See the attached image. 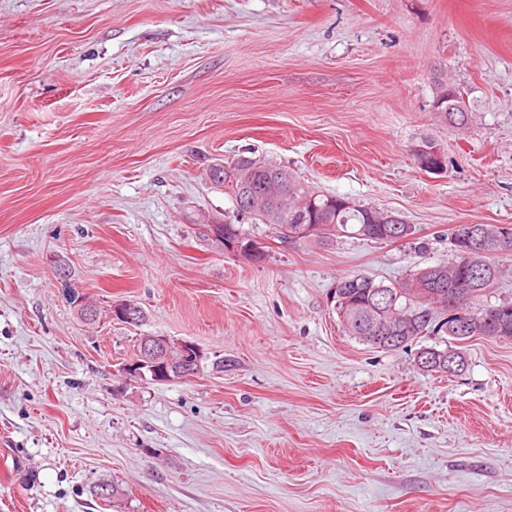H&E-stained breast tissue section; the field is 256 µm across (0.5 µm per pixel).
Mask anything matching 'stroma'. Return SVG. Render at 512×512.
<instances>
[{
    "label": "stroma",
    "instance_id": "stroma-1",
    "mask_svg": "<svg viewBox=\"0 0 512 512\" xmlns=\"http://www.w3.org/2000/svg\"><path fill=\"white\" fill-rule=\"evenodd\" d=\"M240 156L416 232L249 223L250 262L198 223L233 217L205 170ZM458 224H512V0H0V512H512V340L373 349L333 298L451 261ZM145 335L200 372L122 373ZM431 346L464 369L422 372ZM446 88L452 89L451 99L449 101H452L457 104L458 108H462L460 110L455 108H448V112L444 109H440L436 114L441 120H444L445 122H448L449 124L455 126L456 128L463 129L466 128L472 118V112H469L468 105H466L464 94L456 87L454 86H448L447 84L442 85ZM442 86L439 87V91L442 88ZM439 91L437 93V96L439 94ZM456 95H458V99H455ZM448 100L445 102V108L448 107ZM468 111V112H465ZM413 148V156L420 167L431 173H439L444 165V156L441 148L434 143H424ZM439 164V165H437Z\"/></svg>",
    "mask_w": 512,
    "mask_h": 512
}]
</instances>
